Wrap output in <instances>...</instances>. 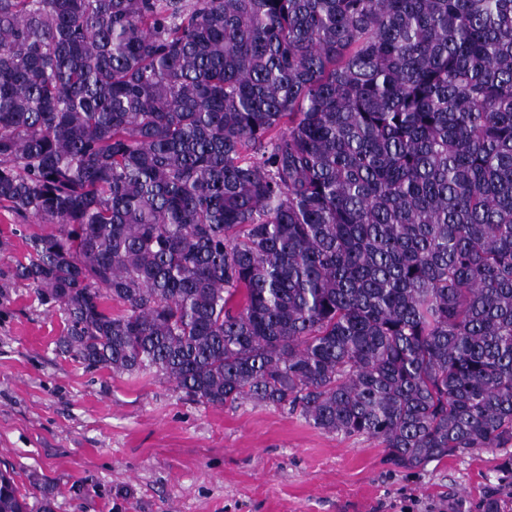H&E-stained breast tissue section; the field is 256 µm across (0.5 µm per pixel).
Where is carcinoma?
<instances>
[{
    "label": "carcinoma",
    "instance_id": "cac0c4a2",
    "mask_svg": "<svg viewBox=\"0 0 512 512\" xmlns=\"http://www.w3.org/2000/svg\"><path fill=\"white\" fill-rule=\"evenodd\" d=\"M0 206L72 359L512 486V0H0Z\"/></svg>",
    "mask_w": 512,
    "mask_h": 512
}]
</instances>
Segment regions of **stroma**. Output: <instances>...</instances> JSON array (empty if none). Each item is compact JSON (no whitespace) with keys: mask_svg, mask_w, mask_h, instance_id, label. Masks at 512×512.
Wrapping results in <instances>:
<instances>
[{"mask_svg":"<svg viewBox=\"0 0 512 512\" xmlns=\"http://www.w3.org/2000/svg\"><path fill=\"white\" fill-rule=\"evenodd\" d=\"M37 227L0 207V467L53 512H479L493 453L412 472L299 412L187 401L60 353L65 314L13 278Z\"/></svg>","mask_w":512,"mask_h":512,"instance_id":"stroma-1","label":"stroma"}]
</instances>
